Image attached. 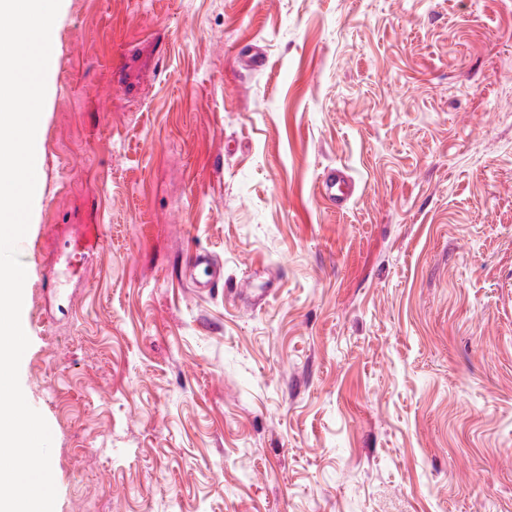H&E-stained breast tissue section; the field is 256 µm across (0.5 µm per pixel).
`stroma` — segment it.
I'll return each mask as SVG.
<instances>
[{
  "label": "stroma",
  "mask_w": 512,
  "mask_h": 512,
  "mask_svg": "<svg viewBox=\"0 0 512 512\" xmlns=\"http://www.w3.org/2000/svg\"><path fill=\"white\" fill-rule=\"evenodd\" d=\"M54 27L19 376L55 512H512V0ZM351 180L347 173L338 168L324 169L318 177L319 196L341 209L350 196Z\"/></svg>",
  "instance_id": "stroma-1"
}]
</instances>
